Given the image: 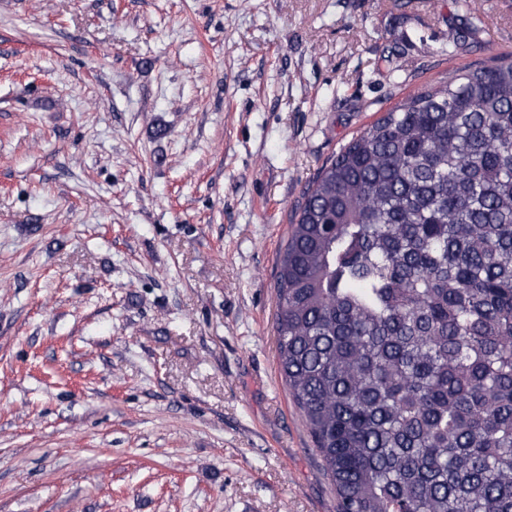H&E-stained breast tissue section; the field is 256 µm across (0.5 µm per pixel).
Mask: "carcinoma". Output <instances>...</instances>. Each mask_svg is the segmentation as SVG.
<instances>
[{
    "label": "carcinoma",
    "mask_w": 512,
    "mask_h": 512,
    "mask_svg": "<svg viewBox=\"0 0 512 512\" xmlns=\"http://www.w3.org/2000/svg\"><path fill=\"white\" fill-rule=\"evenodd\" d=\"M275 292L337 512H512V61L407 98L326 161Z\"/></svg>",
    "instance_id": "obj_1"
}]
</instances>
